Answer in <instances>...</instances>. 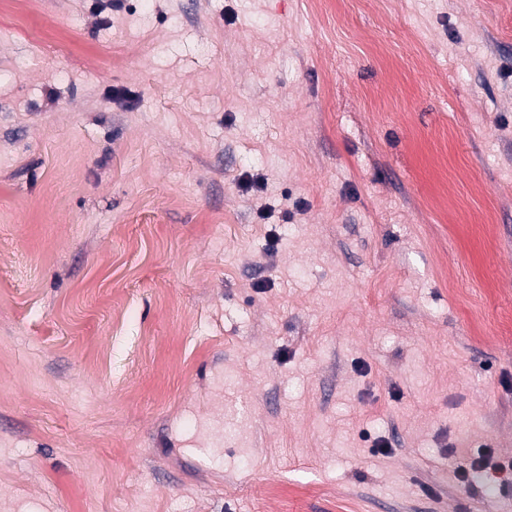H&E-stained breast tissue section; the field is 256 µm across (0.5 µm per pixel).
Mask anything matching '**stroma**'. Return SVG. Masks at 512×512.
I'll return each mask as SVG.
<instances>
[{
    "instance_id": "stroma-1",
    "label": "stroma",
    "mask_w": 512,
    "mask_h": 512,
    "mask_svg": "<svg viewBox=\"0 0 512 512\" xmlns=\"http://www.w3.org/2000/svg\"><path fill=\"white\" fill-rule=\"evenodd\" d=\"M510 320L512 0H0V512H512ZM511 469L512 463H508L507 465L503 463H492L488 452L480 453L478 457L472 459L469 469L461 470L459 473L461 487H463L465 491H469L472 487V477L474 474L483 473L487 476L491 475L495 477L493 474L488 473V471H492L494 474L506 473L503 478H498L500 479V486L505 489L509 485L511 486V478L509 481L508 477L509 475L511 476Z\"/></svg>"
}]
</instances>
